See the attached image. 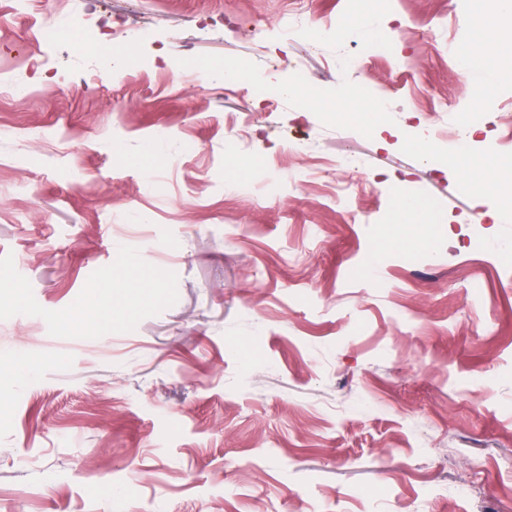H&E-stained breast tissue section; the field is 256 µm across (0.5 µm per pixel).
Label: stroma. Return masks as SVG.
Returning <instances> with one entry per match:
<instances>
[{
    "label": "stroma",
    "instance_id": "obj_1",
    "mask_svg": "<svg viewBox=\"0 0 512 512\" xmlns=\"http://www.w3.org/2000/svg\"><path fill=\"white\" fill-rule=\"evenodd\" d=\"M362 2L0 0V512H512V201L412 146L485 113L512 182V68L448 57L494 4Z\"/></svg>",
    "mask_w": 512,
    "mask_h": 512
}]
</instances>
